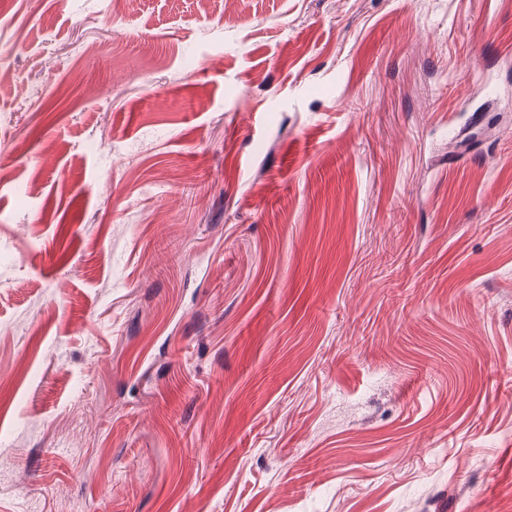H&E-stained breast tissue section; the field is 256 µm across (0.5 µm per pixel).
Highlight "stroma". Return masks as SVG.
<instances>
[{"label": "stroma", "instance_id": "obj_1", "mask_svg": "<svg viewBox=\"0 0 512 512\" xmlns=\"http://www.w3.org/2000/svg\"><path fill=\"white\" fill-rule=\"evenodd\" d=\"M507 2L0 0V512H512Z\"/></svg>", "mask_w": 512, "mask_h": 512}]
</instances>
